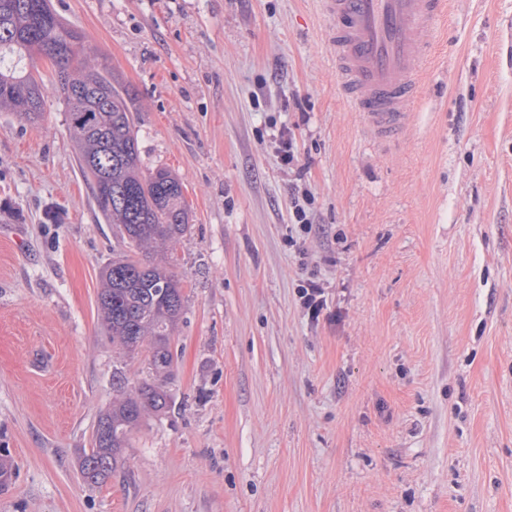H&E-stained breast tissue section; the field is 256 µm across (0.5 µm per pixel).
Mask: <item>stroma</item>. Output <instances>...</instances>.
<instances>
[{
    "instance_id": "1",
    "label": "stroma",
    "mask_w": 512,
    "mask_h": 512,
    "mask_svg": "<svg viewBox=\"0 0 512 512\" xmlns=\"http://www.w3.org/2000/svg\"><path fill=\"white\" fill-rule=\"evenodd\" d=\"M52 2L133 91L144 169L183 183L185 302L171 410L85 484L112 375L137 386L149 353L101 326L120 235L64 102L38 125L0 111V225L22 228L0 236V512H512V0H451L388 146L344 100L318 0ZM296 185L315 204L291 248ZM276 145L280 164L288 169L293 167L298 161L294 136L288 134V130H283L279 133ZM297 295L309 319L318 320L326 306V300L314 273H310L309 277L301 281L297 288Z\"/></svg>"
}]
</instances>
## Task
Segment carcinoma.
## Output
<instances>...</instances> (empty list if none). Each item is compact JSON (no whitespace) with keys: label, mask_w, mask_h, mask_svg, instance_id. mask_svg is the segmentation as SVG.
<instances>
[{"label":"carcinoma","mask_w":512,"mask_h":512,"mask_svg":"<svg viewBox=\"0 0 512 512\" xmlns=\"http://www.w3.org/2000/svg\"><path fill=\"white\" fill-rule=\"evenodd\" d=\"M84 52V35L63 21L51 0H0V110L31 125L43 120L47 85L31 62L48 59L98 212L121 232L120 250L101 271L102 327L112 345L130 355L145 343L150 348L149 378L130 388L121 373L112 375V405L100 413L93 446L80 457L83 481L99 486L124 467L132 432L172 407L166 387L175 362L171 337L185 297L167 252L190 224L179 178L167 168L142 169L130 91L108 66H86ZM14 476L12 459L0 453V488Z\"/></svg>","instance_id":"carcinoma-1"}]
</instances>
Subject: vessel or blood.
Here are the masks:
<instances>
[{"mask_svg":"<svg viewBox=\"0 0 512 512\" xmlns=\"http://www.w3.org/2000/svg\"><path fill=\"white\" fill-rule=\"evenodd\" d=\"M345 97L381 143L411 122L448 0H320Z\"/></svg>","mask_w":512,"mask_h":512,"instance_id":"1","label":"vessel or blood"}]
</instances>
